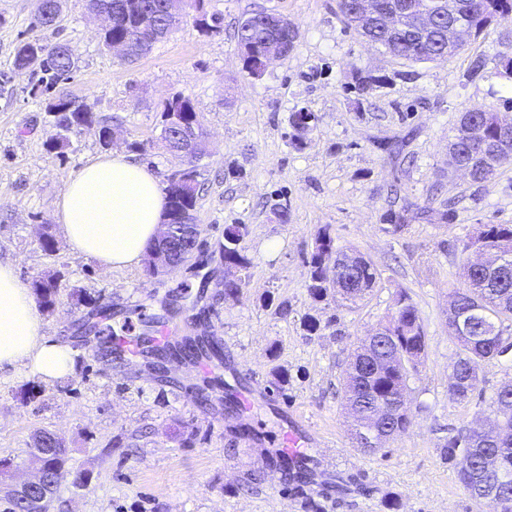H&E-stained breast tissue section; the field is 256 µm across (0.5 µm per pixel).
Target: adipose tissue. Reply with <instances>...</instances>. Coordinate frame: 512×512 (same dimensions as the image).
I'll list each match as a JSON object with an SVG mask.
<instances>
[{
  "instance_id": "1",
  "label": "adipose tissue",
  "mask_w": 512,
  "mask_h": 512,
  "mask_svg": "<svg viewBox=\"0 0 512 512\" xmlns=\"http://www.w3.org/2000/svg\"><path fill=\"white\" fill-rule=\"evenodd\" d=\"M166 200L155 173L125 155L79 169L55 204L68 244L108 269L140 266L157 236ZM51 382L74 371L72 350L46 335L12 257H0V372Z\"/></svg>"
}]
</instances>
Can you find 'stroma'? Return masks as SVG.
<instances>
[{
	"label": "stroma",
	"mask_w": 512,
	"mask_h": 512,
	"mask_svg": "<svg viewBox=\"0 0 512 512\" xmlns=\"http://www.w3.org/2000/svg\"><path fill=\"white\" fill-rule=\"evenodd\" d=\"M39 0H0V255L16 259L22 283L59 274L58 301L39 308L46 335L64 340L76 362L74 376L54 383L17 373L0 376V458L13 459L9 483L31 479L34 432L54 433L66 450V473L49 512H488L458 481L443 444L464 428L495 419L498 387L512 379V356L488 365L477 392L459 400L448 392L457 349L448 334L449 293L470 252L464 244L483 224H512V163L485 182L448 171V139L460 112L477 107L512 119V83L487 66L468 75L471 60L512 45V14L495 21L450 59L405 64L347 29L336 0H205L222 17L220 31H200L185 20L149 52L127 62L99 42L103 18L85 0H64L60 30L34 29ZM268 10L299 32L288 57L263 77L242 68L234 27ZM66 43L78 69L63 90L91 106L112 129V151L147 164L159 182L178 166L160 135L162 102L179 93L192 101L208 134L200 163L205 190L195 221L201 247L185 266L162 276L146 267L105 269L73 252L54 203L69 178L102 156L96 129L68 135L61 151L43 101L31 93L30 73L15 70L19 39ZM378 76L364 94L355 75ZM315 116L302 145L291 142L290 112ZM402 136L392 157L382 141ZM454 213L440 219L447 201ZM287 204L288 223L273 213ZM402 217L394 230L390 217ZM247 228L251 260L238 300L224 298V227ZM50 229L57 245L39 244ZM337 248L371 261L380 275L373 294L356 308L314 301L307 259L319 230ZM407 293L422 319L428 358L411 378L412 427L381 451L365 455L352 444L343 408L341 373L357 342L387 320L399 293ZM288 305L287 315L276 311ZM181 338L204 337L223 352L213 374L190 361L156 370L143 356L114 359L80 337L77 322L102 306L113 326L138 312L163 313ZM312 316L320 329L307 334ZM288 372L284 393L270 389L274 369ZM253 395L239 411L224 408L226 391ZM298 424L311 436L308 454L320 471L349 480L343 496L313 494L270 465L281 437ZM192 447L183 440L190 430ZM136 435L128 453L118 436ZM256 490L243 491L249 475Z\"/></svg>",
	"instance_id": "stroma-1"
}]
</instances>
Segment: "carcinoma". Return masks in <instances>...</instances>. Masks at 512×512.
<instances>
[{
  "label": "carcinoma",
  "instance_id": "obj_1",
  "mask_svg": "<svg viewBox=\"0 0 512 512\" xmlns=\"http://www.w3.org/2000/svg\"><path fill=\"white\" fill-rule=\"evenodd\" d=\"M170 0H88L93 14H106L110 24L101 32V41L111 49L112 41L125 40L129 49L126 61L141 58L150 46L174 31L180 17L169 11ZM204 0H186V7L198 13L197 26L217 31L221 19L202 11ZM376 17L361 28L354 14L356 0H338L340 21L359 36L378 44L390 56L411 63H426L452 58L460 51L448 47V15L438 14L433 27L425 33L410 28V18L435 0H374ZM469 18V34L478 36L499 15L512 13V0H460ZM61 23V0H43L36 26L57 28ZM237 50L246 49L241 57L243 68L256 62V55L276 43L283 55L291 54L298 42V32L276 29L263 12H255L235 27ZM13 67L37 71L34 90L46 96V112L62 132L74 128L97 127L99 143L110 146L111 130L99 124L91 108L82 100L58 89L77 70V61L69 47L61 42L47 45L39 38L25 39L15 47ZM468 123L479 127L481 142L487 151L496 154L490 160L460 152L448 158L453 166L457 158L473 162L472 180L484 182L493 178L499 168L512 161V136H504L494 112L470 109L461 113ZM203 123L191 100L181 94L168 97L160 112V126H168L166 147L182 158L183 140L179 121ZM199 166L179 168L167 178V215L172 221L195 210L198 201ZM180 235L167 249V263L151 269L160 274L186 265L193 258L199 241V226L178 225ZM247 233L243 224L224 228V243L220 252L224 264L235 269L233 278L224 279V298H236L246 286L240 272L250 265L242 245ZM466 247H474L491 255L479 267H462V282L453 289L448 307V332L456 341L457 351L451 363L448 392L459 400L473 395L480 383V373L490 361L512 349L507 335L512 333V225L483 224L476 237ZM334 250V239L327 231L318 234L310 255V297L321 302L335 294L352 306L365 301L373 291L379 274L365 259L355 265L341 263L342 251ZM30 286L41 303L50 308L58 294L56 275L39 276ZM78 328L107 338L114 335L112 325L95 320V314L79 320ZM427 358V340L416 306L401 293L395 300L390 319L377 331L361 340L349 360L346 371L345 398L352 417L351 436L354 447L376 453L389 440L405 433L414 417L411 402L404 398L409 380L419 373ZM497 422L491 427L469 428L446 441L443 454L452 462L457 478L471 497L489 507L490 512H512V380L504 382L495 395ZM30 460L39 464L50 490L35 491L29 496L6 498L4 512H31V502L41 501L40 512H48L53 494L64 475L66 463L60 442L49 431H38L32 437ZM276 464L284 471H294L302 481L310 479L316 462L310 457L290 461L288 456H276Z\"/></svg>",
  "mask_w": 512,
  "mask_h": 512
}]
</instances>
